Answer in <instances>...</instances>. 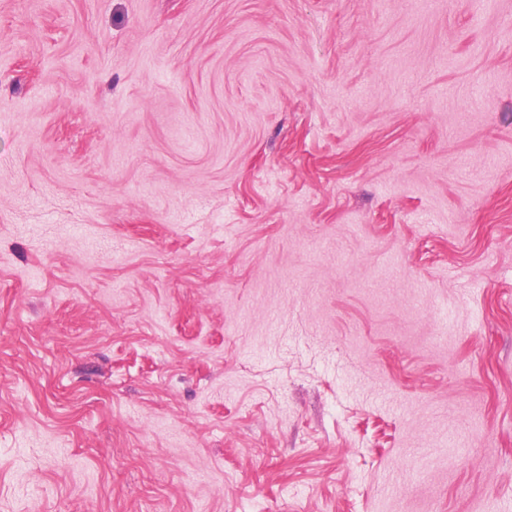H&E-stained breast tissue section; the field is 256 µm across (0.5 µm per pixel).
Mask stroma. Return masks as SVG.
I'll list each match as a JSON object with an SVG mask.
<instances>
[{"instance_id":"35a3bbf8","label":"stroma","mask_w":512,"mask_h":512,"mask_svg":"<svg viewBox=\"0 0 512 512\" xmlns=\"http://www.w3.org/2000/svg\"><path fill=\"white\" fill-rule=\"evenodd\" d=\"M0 512H512V0H0Z\"/></svg>"}]
</instances>
